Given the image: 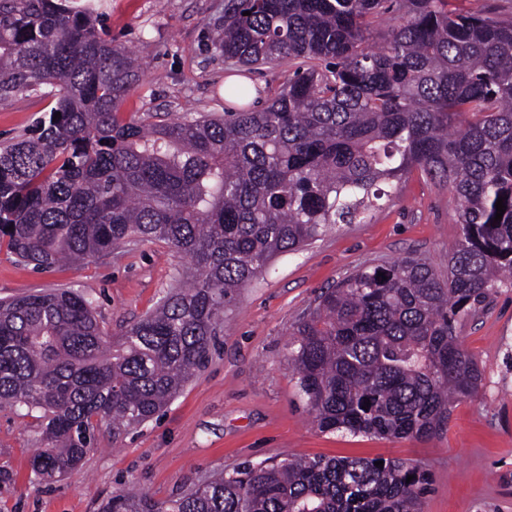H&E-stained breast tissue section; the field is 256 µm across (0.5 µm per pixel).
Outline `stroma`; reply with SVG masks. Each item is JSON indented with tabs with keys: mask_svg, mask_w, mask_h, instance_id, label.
<instances>
[{
	"mask_svg": "<svg viewBox=\"0 0 512 512\" xmlns=\"http://www.w3.org/2000/svg\"><path fill=\"white\" fill-rule=\"evenodd\" d=\"M105 25L138 58L144 77L122 101L123 116L223 113L224 82L235 67L209 48L224 0H106ZM53 99L0 102V145L28 133ZM460 236L452 194L411 171L370 223L338 224L310 245L279 255L241 290L205 366L143 427L113 439L99 422L98 444L79 471L52 480L31 461L44 421L0 406V512H99L129 489L158 503L219 472L297 457L389 458L429 471L422 512H512V288L501 287L478 320L459 329L478 361L477 394L452 410L431 439H381L321 430L297 392L289 335L333 287L365 264L409 254L445 266ZM188 262L162 241L132 244L79 267L40 272L0 250V298L58 288L84 290L116 336L152 310Z\"/></svg>",
	"mask_w": 512,
	"mask_h": 512,
	"instance_id": "35a3bbf8",
	"label": "stroma"
}]
</instances>
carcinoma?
I'll return each instance as SVG.
<instances>
[{"label": "carcinoma", "mask_w": 512, "mask_h": 512, "mask_svg": "<svg viewBox=\"0 0 512 512\" xmlns=\"http://www.w3.org/2000/svg\"><path fill=\"white\" fill-rule=\"evenodd\" d=\"M103 16L104 0H0V100L56 99L0 147V242L46 271L164 241L192 272L116 339L82 292L0 301V403L46 419L34 471L76 470L102 420L115 441L152 419L237 289L328 225L365 222L414 168L456 202L448 273L417 256L360 267L296 324L288 360L324 431H446L482 382L458 326L512 286V22L448 0H224L214 51L286 64L287 80L260 110L150 122L119 112L141 72ZM429 484L402 460L286 457L161 504L120 492L101 512H419Z\"/></svg>", "instance_id": "cac0c4a2"}]
</instances>
